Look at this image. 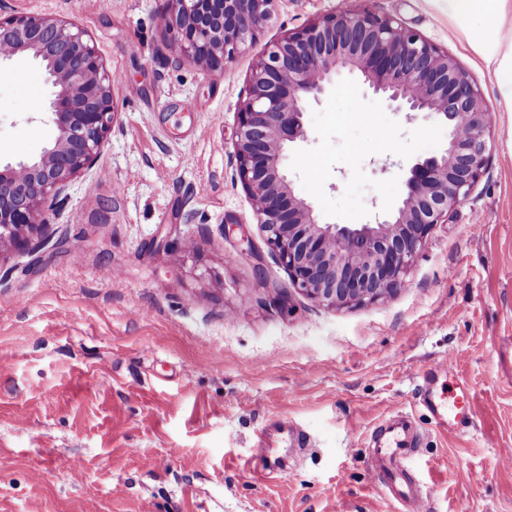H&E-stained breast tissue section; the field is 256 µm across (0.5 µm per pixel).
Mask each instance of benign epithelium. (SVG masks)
Instances as JSON below:
<instances>
[{
  "mask_svg": "<svg viewBox=\"0 0 512 512\" xmlns=\"http://www.w3.org/2000/svg\"><path fill=\"white\" fill-rule=\"evenodd\" d=\"M280 0H169L162 29L178 58L212 71L228 63L271 20ZM348 0L345 8L288 32L257 61L237 112L236 176L267 245L293 285L331 308L377 301L408 285L434 226L448 223L490 161L482 93L448 51L398 19ZM0 66L26 54L45 67L57 136L37 158L0 167V249L20 247L55 214L57 199L92 168L114 124L112 74L73 24L12 11L0 16ZM343 71L409 119L426 113L446 127L439 152L405 169L402 201L372 224H323L295 193L284 152L306 139L307 103L320 101Z\"/></svg>",
  "mask_w": 512,
  "mask_h": 512,
  "instance_id": "obj_1",
  "label": "benign epithelium"
}]
</instances>
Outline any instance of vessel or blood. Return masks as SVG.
Masks as SVG:
<instances>
[{"label": "vessel or blood", "instance_id": "obj_1", "mask_svg": "<svg viewBox=\"0 0 512 512\" xmlns=\"http://www.w3.org/2000/svg\"><path fill=\"white\" fill-rule=\"evenodd\" d=\"M429 406L441 424L462 429L472 422L471 394L465 385H457L452 402L437 398L431 400ZM418 443L414 420L406 412L392 414L370 435L371 457L382 475V490L393 503L395 512H423L425 496L421 487L402 479L403 462Z\"/></svg>", "mask_w": 512, "mask_h": 512}]
</instances>
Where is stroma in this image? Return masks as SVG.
Instances as JSON below:
<instances>
[{"label": "stroma", "instance_id": "stroma-1", "mask_svg": "<svg viewBox=\"0 0 512 512\" xmlns=\"http://www.w3.org/2000/svg\"><path fill=\"white\" fill-rule=\"evenodd\" d=\"M8 2L87 32L117 116L34 234L38 255L0 251V512H392L367 442L397 411L422 434L407 469L427 512H512V465L497 462L512 448V95L485 60H512V0L480 45L476 17H449L442 0H375L469 73L492 114L491 158L406 288L336 310L269 251L233 143L253 64L344 0H280L221 75L177 60L166 0ZM51 91L29 57L0 72V162L55 137ZM304 125L285 166L327 224L372 222L404 196V166L447 142L433 117L407 121L350 74ZM447 358L452 373H434ZM428 371L437 395L468 382L469 432L427 411ZM284 425L303 452L282 442Z\"/></svg>", "mask_w": 512, "mask_h": 512}]
</instances>
